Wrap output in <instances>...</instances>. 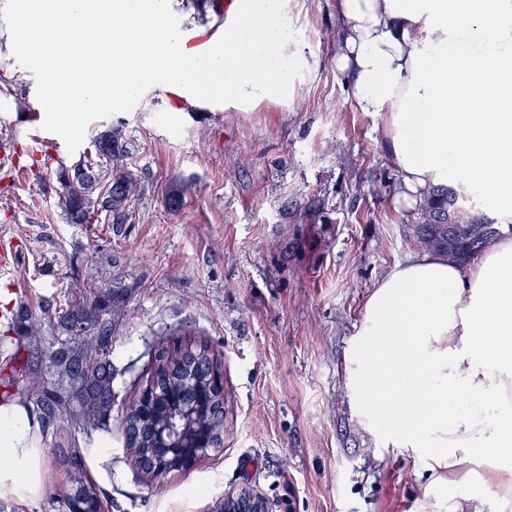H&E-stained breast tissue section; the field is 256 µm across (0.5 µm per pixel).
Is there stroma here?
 Masks as SVG:
<instances>
[{"label":"stroma","mask_w":512,"mask_h":512,"mask_svg":"<svg viewBox=\"0 0 512 512\" xmlns=\"http://www.w3.org/2000/svg\"><path fill=\"white\" fill-rule=\"evenodd\" d=\"M289 54L308 62L284 102L249 110L169 88L89 123L68 151L42 125L33 73L12 54L0 19V239H15L0 292L21 295L47 335L71 291L114 276L128 288L112 336L115 403L109 431L60 421L43 428L44 484L63 486L62 449L78 446L102 512H218L247 491L268 512H454L477 482L432 490L428 456L388 444L362 422L352 397L349 349L364 304L393 267L417 254L402 221L407 203L387 158L380 121L351 106L336 64L344 20L337 0H288ZM122 131L121 158L100 157L103 131ZM86 161L126 178L119 222L106 212L71 224L56 171ZM0 319V401L5 378L47 370ZM207 347L224 383V445L153 487L121 437L159 352Z\"/></svg>","instance_id":"stroma-1"}]
</instances>
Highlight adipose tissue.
<instances>
[{
  "label": "adipose tissue",
  "instance_id": "obj_1",
  "mask_svg": "<svg viewBox=\"0 0 512 512\" xmlns=\"http://www.w3.org/2000/svg\"><path fill=\"white\" fill-rule=\"evenodd\" d=\"M339 68L356 111L383 121L402 197L480 186L512 218V0H337ZM369 429L425 448L437 467L476 466L484 491L456 512H503L512 496V235L468 264L424 251L368 297L352 352ZM41 423L0 402V499L43 491Z\"/></svg>",
  "mask_w": 512,
  "mask_h": 512
}]
</instances>
